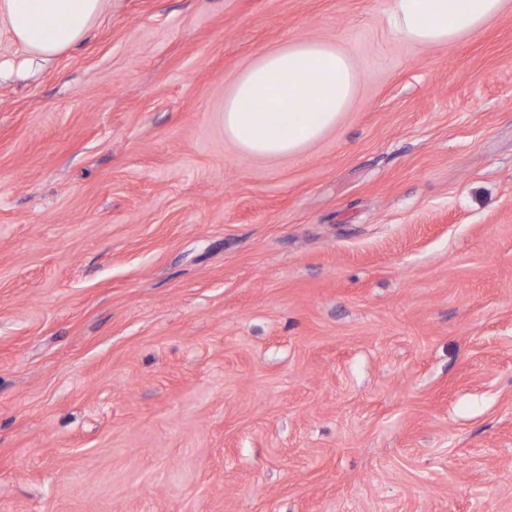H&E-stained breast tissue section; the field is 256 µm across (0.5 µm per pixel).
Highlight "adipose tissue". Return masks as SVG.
Listing matches in <instances>:
<instances>
[{
	"instance_id": "ef3b65f1",
	"label": "adipose tissue",
	"mask_w": 512,
	"mask_h": 512,
	"mask_svg": "<svg viewBox=\"0 0 512 512\" xmlns=\"http://www.w3.org/2000/svg\"><path fill=\"white\" fill-rule=\"evenodd\" d=\"M511 0H392L390 24L425 47L480 31ZM106 0H0V30L25 52L0 61V80L28 74L65 52L96 25ZM351 58L332 43L298 40L261 53L224 97V135L250 157L303 153L338 126L357 92Z\"/></svg>"
}]
</instances>
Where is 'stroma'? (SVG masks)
<instances>
[{"label":"stroma","mask_w":512,"mask_h":512,"mask_svg":"<svg viewBox=\"0 0 512 512\" xmlns=\"http://www.w3.org/2000/svg\"><path fill=\"white\" fill-rule=\"evenodd\" d=\"M108 0L0 81V512H512V10ZM339 44L342 123L224 136L263 51ZM508 0H392L390 24L419 46L448 44L480 31L500 15Z\"/></svg>","instance_id":"stroma-1"}]
</instances>
